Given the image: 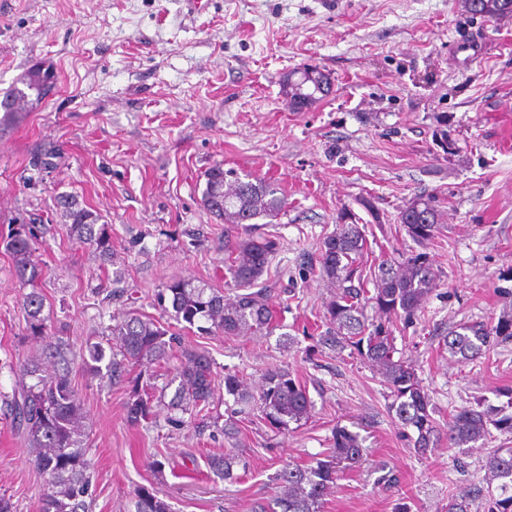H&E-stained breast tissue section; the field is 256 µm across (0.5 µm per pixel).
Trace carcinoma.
<instances>
[{"instance_id": "1", "label": "carcinoma", "mask_w": 512, "mask_h": 512, "mask_svg": "<svg viewBox=\"0 0 512 512\" xmlns=\"http://www.w3.org/2000/svg\"><path fill=\"white\" fill-rule=\"evenodd\" d=\"M464 4L475 15H512V0H464ZM41 101L40 96L31 99L15 86L0 98V109L5 112L0 121L10 120L23 103L31 108ZM204 176L203 206L226 224L238 227L258 218L272 221L285 207L277 187L260 177L241 176L232 169H224L220 163L205 171ZM56 210L70 238L94 249L100 260L111 261L110 229L97 211L67 193L57 196ZM401 224L417 244L435 239V215L426 202L417 200L407 206L401 212ZM245 234V238L228 241L225 245L229 252L226 271L241 293L227 300L223 292L207 284L173 279L159 294V301L170 298L171 316L176 321L192 327L204 320L210 327L224 331L226 336H245L272 329V310L262 290L256 291L254 287L267 271L277 242L270 237H255L248 229ZM34 238L32 225L19 224L12 229L5 250L12 256L19 280L31 286L22 300L28 330L32 338L45 342L53 366L46 371L38 359L20 364L19 371L34 378L35 383H21L3 399L9 407L12 424L33 450L35 468L47 476L37 512H89L86 501L90 486L89 463L81 440L86 414L72 385L67 344L59 339L51 340L41 318L43 296L36 286L41 270L34 260ZM365 243L356 224L340 225L321 243L320 276L337 286L336 296L327 307L330 319L336 324V335L328 338V342L338 350L349 347L379 367L393 397L390 409L395 411L401 426L413 430L410 442L415 452L424 456L437 442L430 395L412 365L401 358L394 359L389 328L382 322L366 324L364 308L372 305L388 321L398 317L409 321L436 287L435 279L426 256L419 253L381 265L374 288H365L364 282H355L354 268ZM112 335L120 340L121 359H116L113 353L106 354L99 344L89 347L85 368L96 376L105 372L116 377L126 361L164 360L176 344V337L167 335V330L158 322L143 315L125 317L113 326ZM507 340H512V316L503 315L493 326L463 324L449 331L445 345L452 355L472 360L489 351L494 343ZM173 380L178 382L171 403L175 410L186 413L214 396L216 385L211 363L196 351L181 350L179 362L173 368ZM224 389L241 403L251 402L243 378L238 374L224 375ZM257 402L269 425L284 431L289 423L298 424L308 419L312 409L305 387L285 368L267 375ZM125 411L127 423L138 426L154 417V398L146 390L136 388ZM492 427L512 431V414L494 418L489 409L463 408L448 421V441L453 445L476 443L490 436ZM361 459L359 435L344 427L336 428L327 459L283 470L274 496L259 507V512H320L325 496L340 473L359 465ZM485 468L492 479L500 481L498 495L489 503V512H512V448H500L489 455ZM135 507L136 512H168L166 502L146 488L138 490Z\"/></svg>"}]
</instances>
